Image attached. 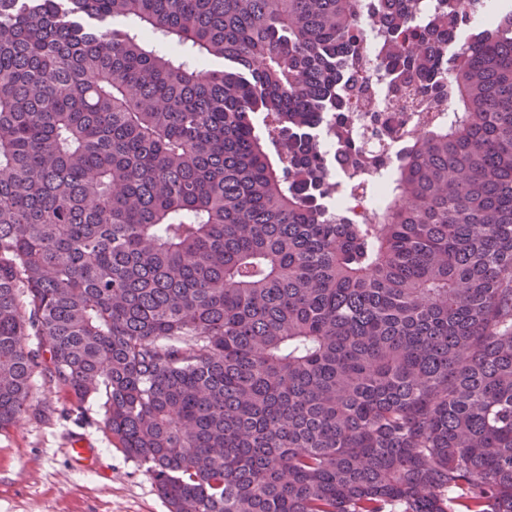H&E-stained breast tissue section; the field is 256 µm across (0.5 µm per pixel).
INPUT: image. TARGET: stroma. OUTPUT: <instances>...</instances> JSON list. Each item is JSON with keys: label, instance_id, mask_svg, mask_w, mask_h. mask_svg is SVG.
Segmentation results:
<instances>
[{"label": "stroma", "instance_id": "obj_1", "mask_svg": "<svg viewBox=\"0 0 512 512\" xmlns=\"http://www.w3.org/2000/svg\"><path fill=\"white\" fill-rule=\"evenodd\" d=\"M34 399L56 411L0 432V512H168L144 467L109 445L96 410L66 415L64 395L42 386ZM77 437L97 448L94 469L72 466L68 448Z\"/></svg>", "mask_w": 512, "mask_h": 512}]
</instances>
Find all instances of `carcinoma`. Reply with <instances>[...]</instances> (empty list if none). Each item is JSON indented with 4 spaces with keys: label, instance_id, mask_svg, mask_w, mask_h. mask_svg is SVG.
Listing matches in <instances>:
<instances>
[{
    "label": "carcinoma",
    "instance_id": "carcinoma-1",
    "mask_svg": "<svg viewBox=\"0 0 512 512\" xmlns=\"http://www.w3.org/2000/svg\"><path fill=\"white\" fill-rule=\"evenodd\" d=\"M489 5L371 0L370 53L356 0H0V431L55 411L39 376L168 512H512ZM446 109L394 167L370 144ZM324 114L391 184L364 223L324 218L357 189Z\"/></svg>",
    "mask_w": 512,
    "mask_h": 512
}]
</instances>
